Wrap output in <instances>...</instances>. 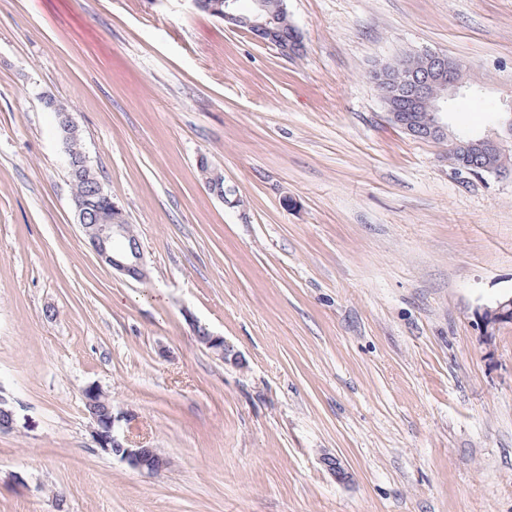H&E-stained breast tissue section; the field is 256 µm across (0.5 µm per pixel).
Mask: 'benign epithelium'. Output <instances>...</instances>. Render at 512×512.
Masks as SVG:
<instances>
[{"mask_svg":"<svg viewBox=\"0 0 512 512\" xmlns=\"http://www.w3.org/2000/svg\"><path fill=\"white\" fill-rule=\"evenodd\" d=\"M237 0H219L210 9L215 16L224 20L228 27L248 33L262 44L277 50L284 56L295 55V48L274 39L270 29L274 26L273 14L265 0H256V9L246 17L238 13ZM464 64L453 57L448 58V76L428 80L417 99L418 112L416 122L432 132L439 141H448V154L460 161L470 155L479 154L485 158L482 171L469 170L456 166L459 172L470 175L485 173L497 178L512 176V100L502 109L498 129L491 134L461 137L449 129L445 121L449 102L464 88H470ZM78 223L81 224L88 244L112 268L125 275H134L139 279L146 276L141 251L123 246L114 248V241L126 239V225L116 215H100L95 221L88 222L83 206L76 207ZM475 315L482 331L483 343L490 347L500 329L512 325V294L503 295L489 304L475 309ZM202 344L224 362L235 361L238 356L224 337L208 334ZM122 415L112 414L107 418L92 416L93 437L96 444L106 453L120 457L130 467L154 473L161 467L149 461L145 448L129 446V439L121 435L118 423Z\"/></svg>","mask_w":512,"mask_h":512,"instance_id":"obj_1","label":"benign epithelium"}]
</instances>
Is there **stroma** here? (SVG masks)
<instances>
[{
  "label": "stroma",
  "instance_id": "1",
  "mask_svg": "<svg viewBox=\"0 0 512 512\" xmlns=\"http://www.w3.org/2000/svg\"><path fill=\"white\" fill-rule=\"evenodd\" d=\"M285 4L292 58L193 0H0V512H512V327L475 318L512 292V180L368 80L439 52L502 107L512 0ZM49 98L146 280L87 244ZM92 384L169 467L98 447Z\"/></svg>",
  "mask_w": 512,
  "mask_h": 512
}]
</instances>
